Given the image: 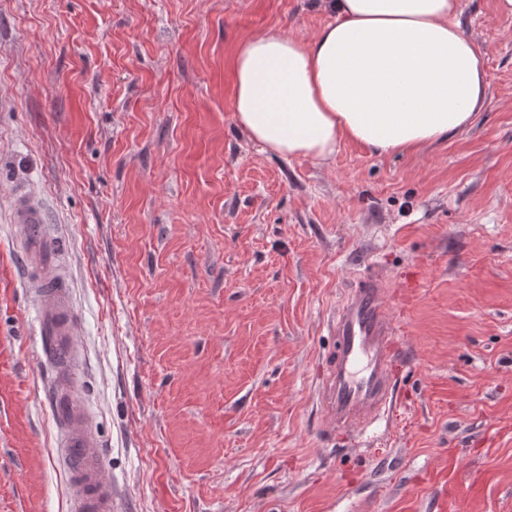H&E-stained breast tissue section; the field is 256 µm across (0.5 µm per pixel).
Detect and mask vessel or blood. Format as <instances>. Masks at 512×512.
<instances>
[{"label":"vessel or blood","mask_w":512,"mask_h":512,"mask_svg":"<svg viewBox=\"0 0 512 512\" xmlns=\"http://www.w3.org/2000/svg\"><path fill=\"white\" fill-rule=\"evenodd\" d=\"M10 221L20 238L25 286L37 306L43 360L54 371V444L69 475V512H112L113 489L103 475V447L90 411L73 391L80 323L59 243L42 202L31 192L13 191ZM328 330L336 344L323 359L316 390L325 441L339 433L375 429L394 407V366L401 346L379 272L366 273L347 290L328 320Z\"/></svg>","instance_id":"b4317fda"}]
</instances>
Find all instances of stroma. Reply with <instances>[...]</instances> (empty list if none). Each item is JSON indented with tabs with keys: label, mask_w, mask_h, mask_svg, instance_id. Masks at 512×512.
<instances>
[{
	"label": "stroma",
	"mask_w": 512,
	"mask_h": 512,
	"mask_svg": "<svg viewBox=\"0 0 512 512\" xmlns=\"http://www.w3.org/2000/svg\"><path fill=\"white\" fill-rule=\"evenodd\" d=\"M330 20L320 0H0V512H68L20 185L72 267L116 512H512V17L461 0L487 81L468 129L264 151L233 118L238 44ZM374 268L397 409L328 446L327 319Z\"/></svg>",
	"instance_id": "stroma-1"
}]
</instances>
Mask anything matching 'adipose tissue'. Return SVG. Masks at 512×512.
Returning a JSON list of instances; mask_svg holds the SVG:
<instances>
[{"label": "adipose tissue", "mask_w": 512, "mask_h": 512, "mask_svg": "<svg viewBox=\"0 0 512 512\" xmlns=\"http://www.w3.org/2000/svg\"><path fill=\"white\" fill-rule=\"evenodd\" d=\"M310 38L262 33L238 46L234 119L284 157L324 162L341 143L405 154L469 125L486 95L483 56L459 0H322Z\"/></svg>", "instance_id": "adipose-tissue-1"}]
</instances>
